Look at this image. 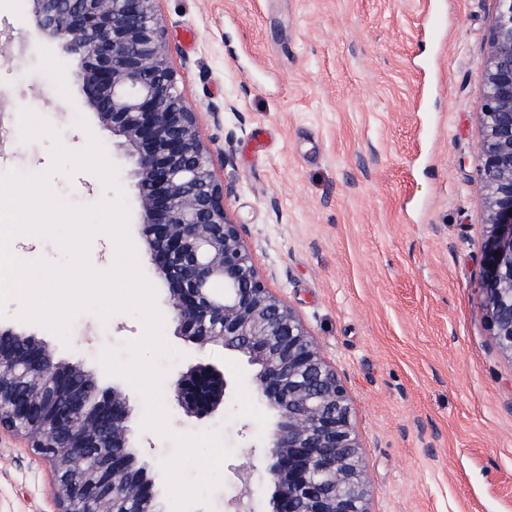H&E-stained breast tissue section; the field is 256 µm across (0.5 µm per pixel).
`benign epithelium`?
Listing matches in <instances>:
<instances>
[{
    "label": "benign epithelium",
    "mask_w": 512,
    "mask_h": 512,
    "mask_svg": "<svg viewBox=\"0 0 512 512\" xmlns=\"http://www.w3.org/2000/svg\"><path fill=\"white\" fill-rule=\"evenodd\" d=\"M29 0L37 25L66 61L100 122L117 137L137 190V210L176 333L220 344L254 368L257 398L273 422L260 447L276 488L272 512H372L351 395L298 314L268 288L238 225L233 189L219 181L211 148L185 102L157 0ZM479 102V177L486 194L478 284L491 338L512 359V0H497ZM223 378L205 362L182 373L175 400L200 418L224 402ZM92 374L54 360L32 335L0 329V396L6 426L53 466L58 512L78 501L113 512L118 497L160 512L152 482L128 453L133 418L119 390L88 386Z\"/></svg>",
    "instance_id": "obj_1"
}]
</instances>
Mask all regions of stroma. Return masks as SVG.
Masks as SVG:
<instances>
[{
    "instance_id": "obj_1",
    "label": "stroma",
    "mask_w": 512,
    "mask_h": 512,
    "mask_svg": "<svg viewBox=\"0 0 512 512\" xmlns=\"http://www.w3.org/2000/svg\"><path fill=\"white\" fill-rule=\"evenodd\" d=\"M157 9L201 138L230 152L215 167L234 189L230 218L269 288L352 393L374 512H512V361L492 341L478 291V103L496 0H159ZM432 9L445 19L438 33ZM65 66L26 0H0V173H49L54 194L72 206L105 195L91 171L52 172L49 138L22 139L13 116L28 109L68 151L97 138L135 204L111 129ZM20 311L11 299L0 328L35 335L99 388L128 396L135 464L162 512H174L162 464L175 444L143 428L142 398L101 363L107 350L129 360V343L144 333L140 318L87 311L65 342ZM164 337L175 352L161 385L170 429L216 430L233 450L221 486L195 512H231L243 465L254 512H268L273 488L257 445L270 414L245 358L198 348L170 323ZM200 361L228 381L224 404L201 420L171 397L178 376ZM56 510L50 463L0 432V512Z\"/></svg>"
}]
</instances>
